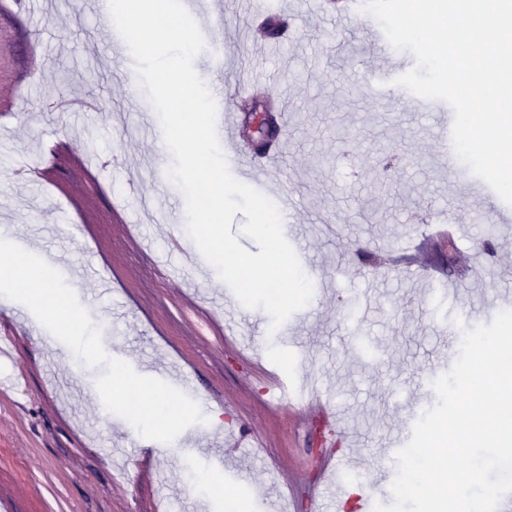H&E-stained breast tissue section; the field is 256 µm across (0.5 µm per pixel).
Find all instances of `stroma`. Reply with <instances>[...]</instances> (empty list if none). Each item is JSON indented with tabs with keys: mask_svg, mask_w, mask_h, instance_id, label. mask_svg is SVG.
Instances as JSON below:
<instances>
[{
	"mask_svg": "<svg viewBox=\"0 0 512 512\" xmlns=\"http://www.w3.org/2000/svg\"><path fill=\"white\" fill-rule=\"evenodd\" d=\"M280 2L291 39L273 50L256 34L243 50L288 84L293 116L268 197L296 200L283 233L314 292L273 334L268 314L242 307L200 252L183 253L185 199L147 177L172 156L144 132V119H159L150 100L125 104L112 26L73 0L30 14L0 0V225L31 253L58 254L56 270L85 269L71 287L108 355L173 386L186 378V395L220 414L172 443L146 442L101 400L76 396L101 368L0 298V512H336L335 486L311 478L315 420L272 387L278 377L335 403L347 428L336 445L351 450L345 487L391 504L382 467L435 404L449 343L512 309V205L483 212L465 193L471 170L452 176L442 161L434 113L367 78L386 59L414 66L413 55L375 43L363 10ZM241 28L227 7L223 69L203 53L194 61L206 84L237 81ZM141 195L172 208L173 222H131ZM450 216L463 228L457 262L440 239L427 278L389 266L391 252ZM486 224L497 237L484 239ZM228 309L239 312L236 339L224 334ZM360 334L371 351L354 344Z\"/></svg>",
	"mask_w": 512,
	"mask_h": 512,
	"instance_id": "obj_1",
	"label": "stroma"
}]
</instances>
